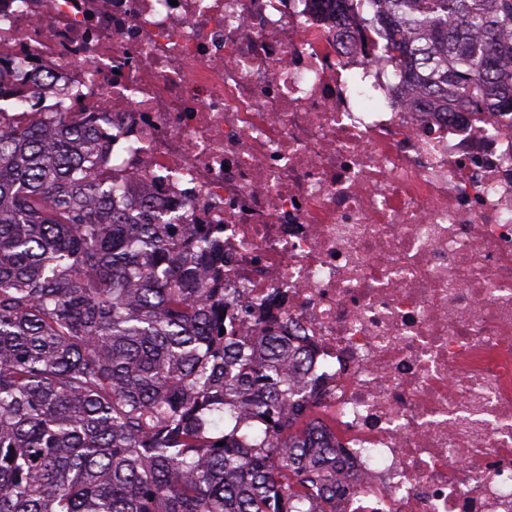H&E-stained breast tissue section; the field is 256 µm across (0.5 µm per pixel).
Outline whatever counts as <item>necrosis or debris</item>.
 <instances>
[{"instance_id": "4bbe7bcc", "label": "necrosis or debris", "mask_w": 512, "mask_h": 512, "mask_svg": "<svg viewBox=\"0 0 512 512\" xmlns=\"http://www.w3.org/2000/svg\"><path fill=\"white\" fill-rule=\"evenodd\" d=\"M0 52L220 229L236 334L308 355L336 512H512V118L423 111L349 0H0Z\"/></svg>"}]
</instances>
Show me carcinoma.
Masks as SVG:
<instances>
[{"mask_svg": "<svg viewBox=\"0 0 512 512\" xmlns=\"http://www.w3.org/2000/svg\"><path fill=\"white\" fill-rule=\"evenodd\" d=\"M357 2L436 111L512 113V0ZM98 150L66 112L0 131V512H335L301 353L228 329L214 230L122 203Z\"/></svg>", "mask_w": 512, "mask_h": 512, "instance_id": "cac0c4a2", "label": "carcinoma"}]
</instances>
